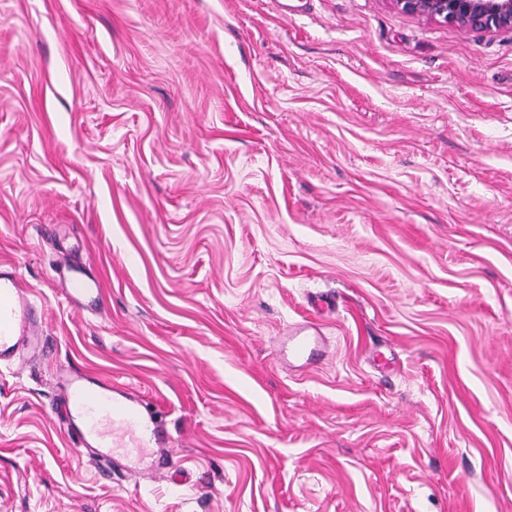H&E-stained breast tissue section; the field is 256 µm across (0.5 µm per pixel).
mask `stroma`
Here are the masks:
<instances>
[{"mask_svg":"<svg viewBox=\"0 0 512 512\" xmlns=\"http://www.w3.org/2000/svg\"><path fill=\"white\" fill-rule=\"evenodd\" d=\"M1 262L49 354L0 366V512H512L511 34L0 0ZM62 365L136 390L163 476L87 466ZM66 292L73 299H90L93 302L99 301L101 297L99 288H92L87 280L77 274L70 276ZM323 345L321 336H311L306 332H300L290 338L288 352L295 361H308L314 354L321 351Z\"/></svg>","mask_w":512,"mask_h":512,"instance_id":"obj_1","label":"stroma"}]
</instances>
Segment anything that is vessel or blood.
<instances>
[{"label":"vessel or blood","mask_w":512,"mask_h":512,"mask_svg":"<svg viewBox=\"0 0 512 512\" xmlns=\"http://www.w3.org/2000/svg\"><path fill=\"white\" fill-rule=\"evenodd\" d=\"M66 292L72 298L94 302L101 297L99 289L77 274L70 276ZM322 345L321 337L300 332L290 338L288 352L293 360H307ZM43 348L35 296L21 286L15 272L0 271V362L9 365L21 351L39 354ZM62 378L63 397L74 420L67 432L76 437L84 457L108 462L113 449L128 444L162 447L163 436L134 389L72 369L63 370Z\"/></svg>","instance_id":"obj_1"}]
</instances>
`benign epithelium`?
Wrapping results in <instances>:
<instances>
[{"label":"benign epithelium","instance_id":"benign-epithelium-1","mask_svg":"<svg viewBox=\"0 0 512 512\" xmlns=\"http://www.w3.org/2000/svg\"><path fill=\"white\" fill-rule=\"evenodd\" d=\"M399 11L464 32L512 33V0H389Z\"/></svg>","mask_w":512,"mask_h":512}]
</instances>
